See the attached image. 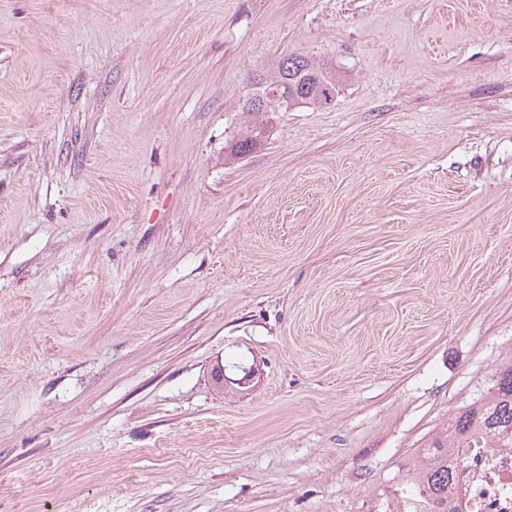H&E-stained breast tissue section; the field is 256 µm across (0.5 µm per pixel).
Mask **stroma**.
I'll use <instances>...</instances> for the list:
<instances>
[{
	"instance_id": "stroma-1",
	"label": "stroma",
	"mask_w": 512,
	"mask_h": 512,
	"mask_svg": "<svg viewBox=\"0 0 512 512\" xmlns=\"http://www.w3.org/2000/svg\"><path fill=\"white\" fill-rule=\"evenodd\" d=\"M511 367L512 0H0V512H421ZM254 92L252 97L259 100V107L246 109L249 99L243 104L242 112H252L255 122L248 126L245 136L236 142L232 153L244 154L250 151L254 146V133L263 124V114L261 103L277 104L281 108L280 99L270 100L271 94L277 90L282 92L288 90V95L283 96L282 101H288V109L295 106H305L321 108L329 105V96L331 92L333 99L339 92V80L336 74V66L320 63L305 56L285 54L278 58L266 74H259L257 82L253 85ZM318 88H322V94L325 99L316 94ZM252 127V129H250Z\"/></svg>"
}]
</instances>
